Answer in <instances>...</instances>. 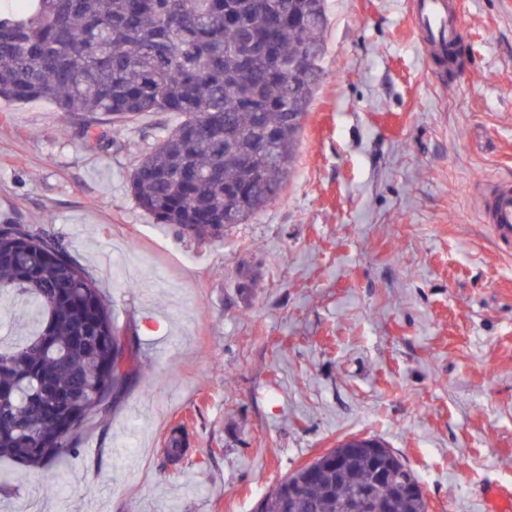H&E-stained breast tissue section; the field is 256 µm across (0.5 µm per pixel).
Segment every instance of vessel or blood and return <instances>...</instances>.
I'll use <instances>...</instances> for the list:
<instances>
[{
  "label": "vessel or blood",
  "instance_id": "vessel-or-blood-1",
  "mask_svg": "<svg viewBox=\"0 0 512 512\" xmlns=\"http://www.w3.org/2000/svg\"><path fill=\"white\" fill-rule=\"evenodd\" d=\"M412 23L422 37L426 53L437 66H445L448 45L461 35L459 19L450 0H413ZM484 217L495 240L512 247V186L499 185L484 207ZM483 499L486 512H512V488L488 485Z\"/></svg>",
  "mask_w": 512,
  "mask_h": 512
}]
</instances>
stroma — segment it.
Here are the masks:
<instances>
[{
	"mask_svg": "<svg viewBox=\"0 0 512 512\" xmlns=\"http://www.w3.org/2000/svg\"><path fill=\"white\" fill-rule=\"evenodd\" d=\"M464 65L435 70L410 0H326L324 77L278 199L224 238L154 223L136 156L45 100L0 103V222L47 225L150 369L53 475L0 461V512H254L352 435L416 472L428 512L512 486V252L481 207L512 181V0H453ZM189 435L178 460L176 429Z\"/></svg>",
	"mask_w": 512,
	"mask_h": 512,
	"instance_id": "1",
	"label": "stroma"
}]
</instances>
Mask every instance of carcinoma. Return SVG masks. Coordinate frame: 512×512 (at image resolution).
Masks as SVG:
<instances>
[{
  "mask_svg": "<svg viewBox=\"0 0 512 512\" xmlns=\"http://www.w3.org/2000/svg\"><path fill=\"white\" fill-rule=\"evenodd\" d=\"M0 15V103L47 100L100 126L144 112L181 121L137 156L129 189L138 207L203 240L210 225L245 224L279 197L321 77L325 0H13ZM310 57L304 76L280 63ZM295 122L288 125V114ZM20 303L25 332L0 336V458L49 471L87 429L104 422L144 367L115 365L114 321L89 273L46 228L0 224V305ZM312 460L255 512H427L399 487L418 479L388 455L360 452L344 466ZM385 496L364 495L376 473ZM304 482L288 495V483Z\"/></svg>",
  "mask_w": 512,
  "mask_h": 512,
  "instance_id": "1",
  "label": "carcinoma"
}]
</instances>
